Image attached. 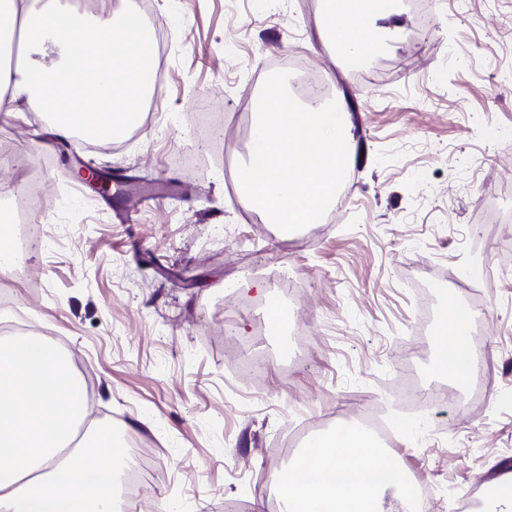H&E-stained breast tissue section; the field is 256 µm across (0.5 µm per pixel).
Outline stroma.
<instances>
[{
    "instance_id": "obj_1",
    "label": "stroma",
    "mask_w": 512,
    "mask_h": 512,
    "mask_svg": "<svg viewBox=\"0 0 512 512\" xmlns=\"http://www.w3.org/2000/svg\"><path fill=\"white\" fill-rule=\"evenodd\" d=\"M395 7L377 54L351 69L328 54L324 0H150L170 45L138 126L64 162L40 145L43 114L16 117L22 143L0 124V187L19 192L35 168L43 201L24 261L36 277L0 273V328L25 318L49 332L93 421L150 452L165 480L145 512H262L261 478L297 445L378 409L393 456L437 488L431 512L512 471V0ZM278 58L350 98L361 157L322 221L290 234L244 214L224 173L225 156L248 152L252 85ZM214 102L234 137L196 131ZM83 168L185 193L111 198ZM450 298L474 314L464 388L431 369ZM273 303L287 327L272 328ZM242 345L268 362L258 378L234 368ZM401 379L449 397L401 401Z\"/></svg>"
}]
</instances>
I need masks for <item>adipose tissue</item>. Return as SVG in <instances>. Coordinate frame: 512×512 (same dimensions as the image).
Returning a JSON list of instances; mask_svg holds the SVG:
<instances>
[{
  "instance_id": "ef3b65f1",
  "label": "adipose tissue",
  "mask_w": 512,
  "mask_h": 512,
  "mask_svg": "<svg viewBox=\"0 0 512 512\" xmlns=\"http://www.w3.org/2000/svg\"><path fill=\"white\" fill-rule=\"evenodd\" d=\"M329 4L328 36L343 48L347 66L358 67L377 50L374 24L393 16V0ZM90 26L101 38L73 54L72 35ZM0 28L20 46L15 65L0 64V112L49 108L51 136H71L75 123L88 122L112 138L154 90L152 31L135 14L88 20L56 0H0ZM47 43L58 60L34 63L32 53ZM105 72L109 89L86 111ZM470 323V314L448 301L433 336L434 372L461 386L471 373ZM86 418V387L66 352L40 335L0 336V512H118L124 434L79 436ZM315 446L275 474L281 512H312L316 504L321 512H414L415 486L364 428L336 429Z\"/></svg>"
}]
</instances>
